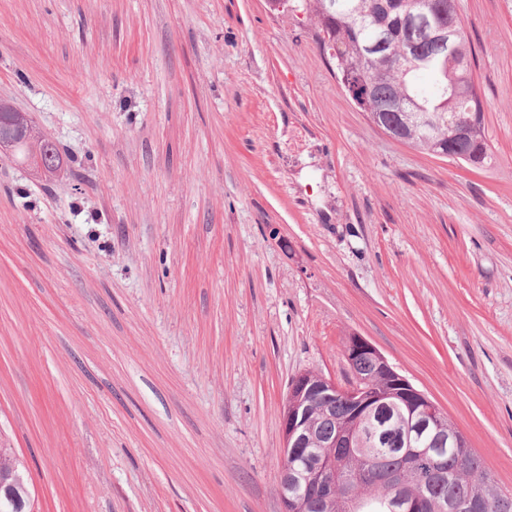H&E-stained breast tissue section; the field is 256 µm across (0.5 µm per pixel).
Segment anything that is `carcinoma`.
Masks as SVG:
<instances>
[{"instance_id":"obj_1","label":"carcinoma","mask_w":512,"mask_h":512,"mask_svg":"<svg viewBox=\"0 0 512 512\" xmlns=\"http://www.w3.org/2000/svg\"><path fill=\"white\" fill-rule=\"evenodd\" d=\"M297 10L317 21L323 35L335 48L338 78H346L344 89L354 93L353 102L368 115L407 137V144L428 153L448 152L456 159L480 169L487 159L483 101L475 84L474 53L466 38L456 0H292ZM425 7L436 24L453 29L457 35L448 42L426 34L417 27L399 25V18ZM388 43L384 52L368 53L379 37ZM367 78L371 92L359 88ZM404 101V111L388 110L395 98ZM469 123V136H456L459 123ZM0 156L17 166L35 167L52 174L63 164L58 145L42 135L26 114L0 101ZM353 375L381 383L372 358L364 356L350 366ZM331 418L319 409L322 400L313 399L307 412L318 441L336 434L334 423L353 424L349 400L339 395L330 401ZM404 427L399 413L383 420H366L357 427L365 440L363 448H315L320 456L336 461V512H345V499L353 494L367 504L365 512H389L382 502L383 491L374 480L377 473L399 472L406 459L399 451L398 436ZM425 482L415 489L426 499L427 512L461 496L475 500V512H512V493L501 490L485 470L472 448H447L424 467ZM16 488L0 489L12 495L17 512H31L30 475L25 462L11 448L0 449V477Z\"/></svg>"}]
</instances>
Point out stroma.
I'll return each instance as SVG.
<instances>
[{
  "label": "stroma",
  "instance_id": "stroma-1",
  "mask_svg": "<svg viewBox=\"0 0 512 512\" xmlns=\"http://www.w3.org/2000/svg\"><path fill=\"white\" fill-rule=\"evenodd\" d=\"M489 165L388 137L269 0H0V446L33 512H282L288 385L366 338L512 491V0H460ZM277 237H269L267 225ZM23 126V128H22ZM0 152L11 164L39 169L52 174L63 164L58 145L42 135L26 114L17 112L10 104L0 101ZM40 156L41 163L35 162Z\"/></svg>",
  "mask_w": 512,
  "mask_h": 512
}]
</instances>
